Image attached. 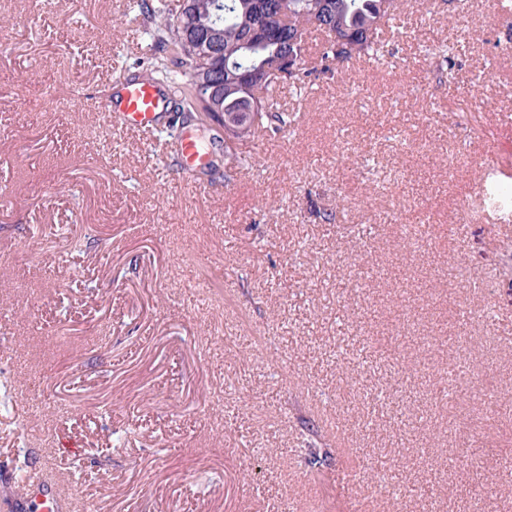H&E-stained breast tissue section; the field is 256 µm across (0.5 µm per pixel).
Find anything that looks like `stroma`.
<instances>
[{
	"instance_id": "1",
	"label": "stroma",
	"mask_w": 512,
	"mask_h": 512,
	"mask_svg": "<svg viewBox=\"0 0 512 512\" xmlns=\"http://www.w3.org/2000/svg\"><path fill=\"white\" fill-rule=\"evenodd\" d=\"M401 2L228 181L221 127L190 176L102 121L156 52L134 0H0V512L37 473L71 512H512V214L471 209L512 199V22Z\"/></svg>"
}]
</instances>
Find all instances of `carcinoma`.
<instances>
[{"label": "carcinoma", "instance_id": "cac0c4a2", "mask_svg": "<svg viewBox=\"0 0 512 512\" xmlns=\"http://www.w3.org/2000/svg\"><path fill=\"white\" fill-rule=\"evenodd\" d=\"M255 0H182L172 13L163 0H137L142 24L151 29L165 58L147 64L136 77L168 86L188 115L206 114L202 85L207 73L225 85L224 178L249 165L238 144L260 136L277 135L296 122L281 109L276 94L285 84L304 83L313 73H328L335 65L372 52L378 54L382 24L390 15L391 0H288V22L254 9ZM324 34L316 56L302 48L301 66L280 74L288 54V38L295 32ZM259 101L260 112L246 113Z\"/></svg>", "mask_w": 512, "mask_h": 512}]
</instances>
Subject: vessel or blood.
<instances>
[{
  "mask_svg": "<svg viewBox=\"0 0 512 512\" xmlns=\"http://www.w3.org/2000/svg\"><path fill=\"white\" fill-rule=\"evenodd\" d=\"M166 109L167 102L157 86L145 80H128L114 99L102 103L100 112L105 124L147 130L157 127ZM29 484V512H69L67 498L51 478L35 476Z\"/></svg>",
  "mask_w": 512,
  "mask_h": 512,
  "instance_id": "b4317fda",
  "label": "vessel or blood"
}]
</instances>
